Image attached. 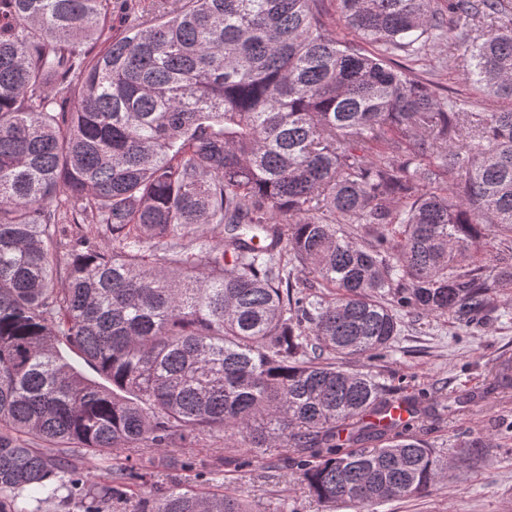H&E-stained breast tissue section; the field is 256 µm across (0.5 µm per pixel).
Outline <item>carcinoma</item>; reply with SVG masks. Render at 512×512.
<instances>
[{"instance_id": "1", "label": "carcinoma", "mask_w": 512, "mask_h": 512, "mask_svg": "<svg viewBox=\"0 0 512 512\" xmlns=\"http://www.w3.org/2000/svg\"><path fill=\"white\" fill-rule=\"evenodd\" d=\"M321 2L157 0L115 36L112 0H0V512H250L78 472L117 448L188 470L166 455L188 431L295 449L326 507L447 469L374 362L405 318H483L512 281V0H336L342 41ZM449 40L503 107L394 60Z\"/></svg>"}]
</instances>
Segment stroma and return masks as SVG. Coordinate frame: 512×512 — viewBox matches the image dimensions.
<instances>
[{"label": "stroma", "instance_id": "35a3bbf8", "mask_svg": "<svg viewBox=\"0 0 512 512\" xmlns=\"http://www.w3.org/2000/svg\"><path fill=\"white\" fill-rule=\"evenodd\" d=\"M461 47L425 51L411 66L423 79L475 100L478 109L498 108L497 100L466 82L454 63ZM512 361V283L496 288L486 323L468 326L452 318H407L405 328L378 369L387 384L408 396L427 390L433 408L420 433L448 466L421 496L375 505L373 512H512V387L495 372ZM482 438L478 457L459 460L461 441ZM171 456L191 458L195 471L155 470L166 485L209 492L232 488L254 512H328L308 492L295 466H282L292 451L280 448L224 450V436L202 433L174 439Z\"/></svg>", "mask_w": 512, "mask_h": 512}]
</instances>
